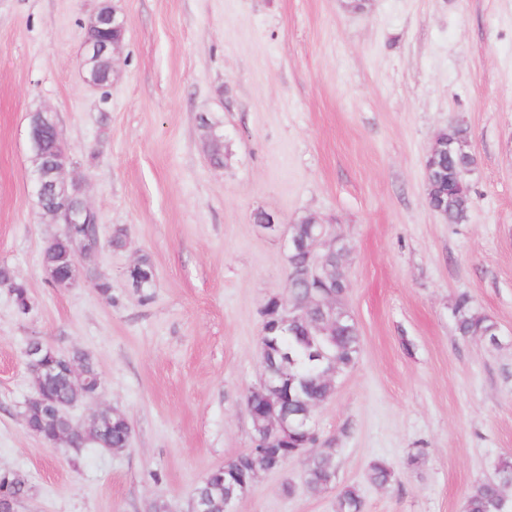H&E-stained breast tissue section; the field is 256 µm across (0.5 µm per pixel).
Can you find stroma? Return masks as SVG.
Returning a JSON list of instances; mask_svg holds the SVG:
<instances>
[{
	"instance_id": "stroma-1",
	"label": "stroma",
	"mask_w": 512,
	"mask_h": 512,
	"mask_svg": "<svg viewBox=\"0 0 512 512\" xmlns=\"http://www.w3.org/2000/svg\"><path fill=\"white\" fill-rule=\"evenodd\" d=\"M351 2L111 0L127 29L101 91L79 66L101 0H0V264L32 300L18 314L0 287V472L29 480L18 512H190L192 488L253 447L244 401L264 377L262 311L288 287L279 229L303 215L346 247L361 338L312 414L320 440L338 443L339 472L313 494L288 461L236 512H336L347 487L363 512H463L512 456V0ZM40 109L100 225L82 264L111 294L84 278L57 292L42 264L61 227L40 215L30 178ZM206 117L223 123L220 167ZM451 121L476 159L460 224L430 208L424 177ZM144 255L148 300L126 278ZM463 293L497 324L498 346L456 334ZM32 340L91 357L102 388L72 414L125 415L128 448H55L28 430ZM377 459L395 471L384 487L367 479Z\"/></svg>"
}]
</instances>
